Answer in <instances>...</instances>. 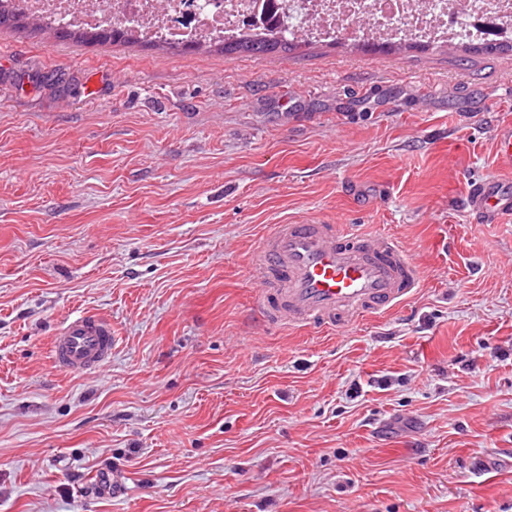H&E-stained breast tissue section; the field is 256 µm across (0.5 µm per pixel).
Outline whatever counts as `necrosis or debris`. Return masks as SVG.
<instances>
[{"instance_id":"1","label":"necrosis or debris","mask_w":512,"mask_h":512,"mask_svg":"<svg viewBox=\"0 0 512 512\" xmlns=\"http://www.w3.org/2000/svg\"><path fill=\"white\" fill-rule=\"evenodd\" d=\"M251 0H224L222 10L193 0L192 13L161 0H0L2 11H22L45 24L91 29L120 20L141 38L207 43L255 31ZM282 35L371 41L414 39L458 43L491 29L512 39V0H286Z\"/></svg>"}]
</instances>
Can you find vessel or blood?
Listing matches in <instances>:
<instances>
[{"label": "vessel or blood", "instance_id": "1", "mask_svg": "<svg viewBox=\"0 0 512 512\" xmlns=\"http://www.w3.org/2000/svg\"><path fill=\"white\" fill-rule=\"evenodd\" d=\"M465 208L484 224L512 217V185L497 178L471 183ZM261 279L275 299L269 318L291 325L332 324L385 312L413 293L419 271L393 243L356 225L279 224L256 257ZM115 338L111 324L81 315L52 336L49 350L64 371L81 373L110 362Z\"/></svg>", "mask_w": 512, "mask_h": 512}]
</instances>
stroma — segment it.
Instances as JSON below:
<instances>
[{
	"label": "stroma",
	"instance_id": "obj_1",
	"mask_svg": "<svg viewBox=\"0 0 512 512\" xmlns=\"http://www.w3.org/2000/svg\"><path fill=\"white\" fill-rule=\"evenodd\" d=\"M55 70L65 85L39 84ZM512 51L168 53L0 34V512H512ZM420 272L320 330L261 319L274 225ZM108 319L104 367L49 340ZM465 208L481 224H502L512 217V187L498 178L471 183L465 193ZM114 342L112 325L108 321L81 315L58 329L50 340L49 350L59 368L81 373L109 363Z\"/></svg>",
	"mask_w": 512,
	"mask_h": 512
}]
</instances>
